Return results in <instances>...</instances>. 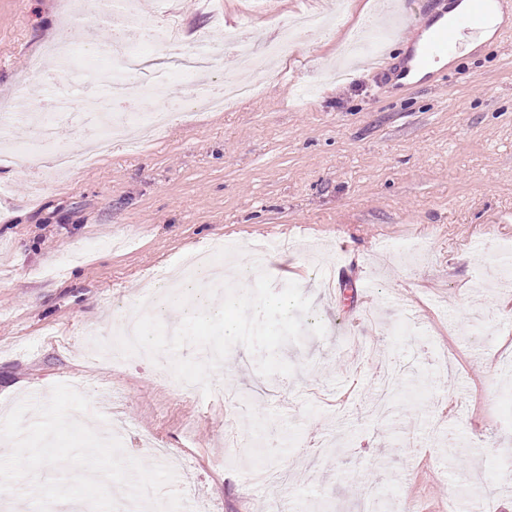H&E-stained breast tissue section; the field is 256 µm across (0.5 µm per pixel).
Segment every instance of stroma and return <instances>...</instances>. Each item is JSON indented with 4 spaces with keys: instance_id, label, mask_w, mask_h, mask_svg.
I'll return each instance as SVG.
<instances>
[{
    "instance_id": "obj_1",
    "label": "stroma",
    "mask_w": 512,
    "mask_h": 512,
    "mask_svg": "<svg viewBox=\"0 0 512 512\" xmlns=\"http://www.w3.org/2000/svg\"><path fill=\"white\" fill-rule=\"evenodd\" d=\"M141 0V25L177 11L180 45L154 44L156 66L195 52L200 33L251 17L259 38L312 8L331 26L273 62L244 68L225 48L207 80L253 82L259 96L222 112L196 109L193 82L177 75L139 95L146 114L180 98L174 121L131 152L115 145L77 172L0 163V419L31 395L78 380L90 397L85 422L117 425L137 458L150 436L187 462L173 490H190L187 512H359L372 494L386 512H512L503 479L512 470V288L492 287L500 262L488 237L512 243V0L489 44L453 58L445 80L403 84L408 51L449 0ZM388 27L377 53L346 79L337 48L352 28ZM84 44L81 0H0V101L66 92L76 111L105 97L108 65L76 55L50 82L32 71L53 33ZM276 235L265 267L275 289L299 283L326 327L280 350L291 376H261L234 346L211 394L177 395L146 362L89 365L93 338L132 313L192 253L228 244L230 268ZM393 241L425 242L410 259ZM408 370L387 420L373 397L392 358ZM352 382L347 398L336 386ZM112 385L123 399L102 396ZM251 418L236 415L239 397ZM461 447L449 454L447 429ZM274 431L276 452L229 455L230 440ZM483 469L470 486L463 472ZM288 481H256L261 470Z\"/></svg>"
}]
</instances>
